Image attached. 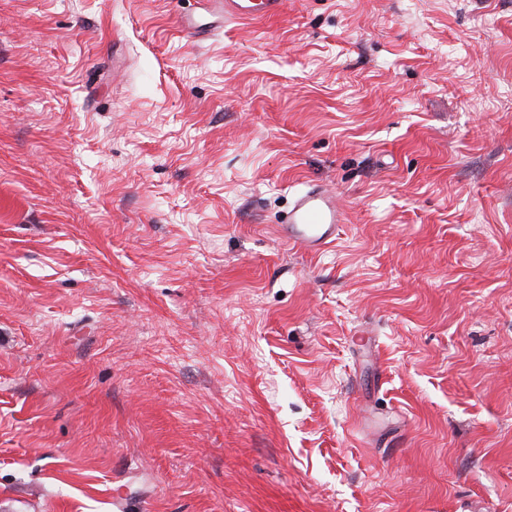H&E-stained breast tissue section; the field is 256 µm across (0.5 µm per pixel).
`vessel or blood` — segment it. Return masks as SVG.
<instances>
[{"label":"vessel or blood","mask_w":512,"mask_h":512,"mask_svg":"<svg viewBox=\"0 0 512 512\" xmlns=\"http://www.w3.org/2000/svg\"><path fill=\"white\" fill-rule=\"evenodd\" d=\"M225 16L264 18L277 14L283 0H211ZM346 222V212L330 189L308 185L295 194L280 233L293 248L317 254L333 245Z\"/></svg>","instance_id":"b4317fda"}]
</instances>
